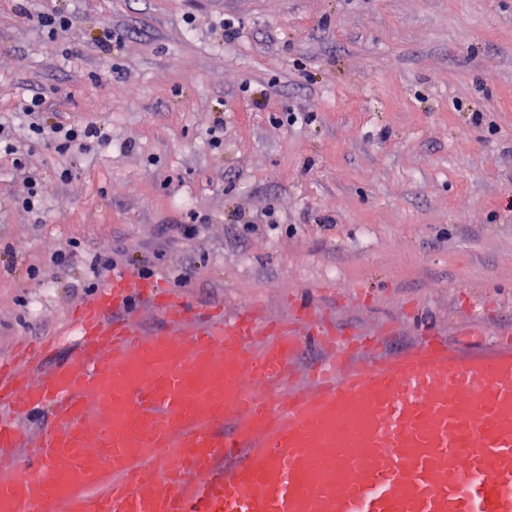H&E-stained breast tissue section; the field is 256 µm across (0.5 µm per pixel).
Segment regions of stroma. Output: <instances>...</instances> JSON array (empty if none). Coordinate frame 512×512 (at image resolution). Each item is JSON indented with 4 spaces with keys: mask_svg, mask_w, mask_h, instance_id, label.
<instances>
[{
    "mask_svg": "<svg viewBox=\"0 0 512 512\" xmlns=\"http://www.w3.org/2000/svg\"><path fill=\"white\" fill-rule=\"evenodd\" d=\"M50 11L70 27H38ZM106 27L123 37L109 53ZM35 92L48 122L111 141L60 156L19 130L18 154L0 151V356L100 286L104 239L117 269L192 304L331 307L366 333L396 320L391 350L479 313L512 329V0H0V123ZM17 157L41 212L20 204ZM72 241L58 270L49 247ZM15 161H13V164L16 168V170L24 171V178H23V187L25 190V194L22 198V207L26 209L28 212H33L34 210L38 209V206L40 205L42 194H43V185L39 177L28 170L26 172V167L22 164V162L15 158Z\"/></svg>",
    "mask_w": 512,
    "mask_h": 512,
    "instance_id": "obj_1",
    "label": "stroma"
}]
</instances>
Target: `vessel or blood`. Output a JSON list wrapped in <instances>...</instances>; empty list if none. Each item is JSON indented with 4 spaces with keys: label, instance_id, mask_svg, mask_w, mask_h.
<instances>
[{
    "label": "vessel or blood",
    "instance_id": "1",
    "mask_svg": "<svg viewBox=\"0 0 512 512\" xmlns=\"http://www.w3.org/2000/svg\"><path fill=\"white\" fill-rule=\"evenodd\" d=\"M135 299L197 316L115 272L64 336L0 361V447L51 417L0 468V512H512V333L479 317L354 364L348 330L305 309L219 304L185 340L129 323ZM303 325L328 353L298 381Z\"/></svg>",
    "mask_w": 512,
    "mask_h": 512
}]
</instances>
